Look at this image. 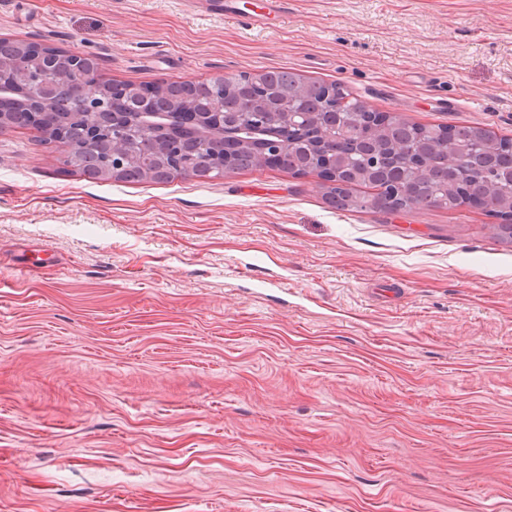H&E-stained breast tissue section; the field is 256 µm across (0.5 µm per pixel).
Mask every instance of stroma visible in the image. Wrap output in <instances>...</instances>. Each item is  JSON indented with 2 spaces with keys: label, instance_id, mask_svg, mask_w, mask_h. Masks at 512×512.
<instances>
[{
  "label": "stroma",
  "instance_id": "obj_1",
  "mask_svg": "<svg viewBox=\"0 0 512 512\" xmlns=\"http://www.w3.org/2000/svg\"><path fill=\"white\" fill-rule=\"evenodd\" d=\"M118 83L288 68L512 138V0H0ZM0 132V512H512V243L313 173L89 181ZM288 10V0H262L258 11L247 14L248 18L261 20L265 25H273V21Z\"/></svg>",
  "mask_w": 512,
  "mask_h": 512
}]
</instances>
